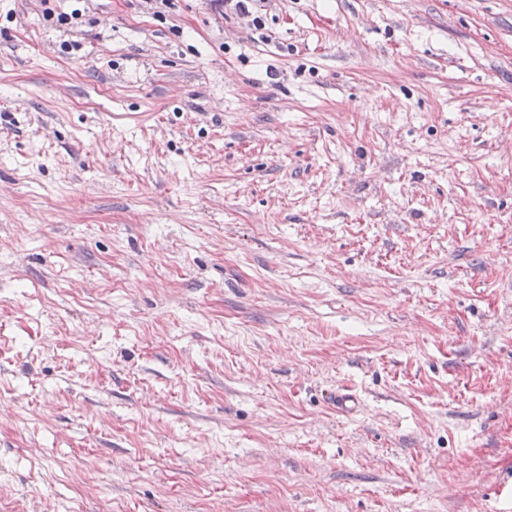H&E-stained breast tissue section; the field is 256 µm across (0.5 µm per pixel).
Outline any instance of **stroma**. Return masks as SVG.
Segmentation results:
<instances>
[{"instance_id": "35a3bbf8", "label": "stroma", "mask_w": 512, "mask_h": 512, "mask_svg": "<svg viewBox=\"0 0 512 512\" xmlns=\"http://www.w3.org/2000/svg\"><path fill=\"white\" fill-rule=\"evenodd\" d=\"M54 6L0 0V503L512 512V0Z\"/></svg>"}]
</instances>
